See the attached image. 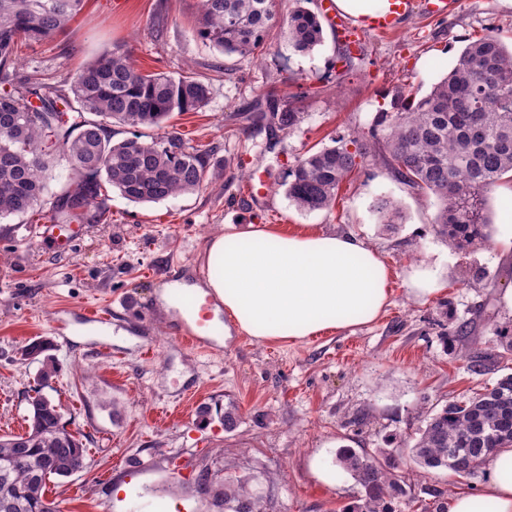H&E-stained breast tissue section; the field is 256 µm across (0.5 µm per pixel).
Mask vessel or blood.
<instances>
[{
    "label": "vessel or blood",
    "instance_id": "vessel-or-blood-1",
    "mask_svg": "<svg viewBox=\"0 0 512 512\" xmlns=\"http://www.w3.org/2000/svg\"><path fill=\"white\" fill-rule=\"evenodd\" d=\"M458 0H387L384 9L368 16L361 23H353L338 9L336 0H320V8L328 21L334 24L336 34L342 47L352 54H359L368 35L386 33L394 30L399 21L415 10H423L434 17H444L457 5ZM186 307L196 310L197 321L195 329L185 330L184 335L190 344L199 349H210L212 341L209 332L211 324V304L200 301L195 296H185Z\"/></svg>",
    "mask_w": 512,
    "mask_h": 512
}]
</instances>
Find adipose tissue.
I'll return each instance as SVG.
<instances>
[{"label": "adipose tissue", "instance_id": "obj_1", "mask_svg": "<svg viewBox=\"0 0 512 512\" xmlns=\"http://www.w3.org/2000/svg\"><path fill=\"white\" fill-rule=\"evenodd\" d=\"M207 284L238 331L300 342L376 318L390 269L354 234H296L268 224L226 225L207 245ZM446 512H512V448L498 450L486 482L449 496Z\"/></svg>", "mask_w": 512, "mask_h": 512}]
</instances>
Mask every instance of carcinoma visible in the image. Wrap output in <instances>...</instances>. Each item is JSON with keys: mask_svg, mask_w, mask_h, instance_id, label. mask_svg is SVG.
I'll use <instances>...</instances> for the list:
<instances>
[{"mask_svg": "<svg viewBox=\"0 0 512 512\" xmlns=\"http://www.w3.org/2000/svg\"><path fill=\"white\" fill-rule=\"evenodd\" d=\"M85 0H0V219L40 214L50 206L63 224L106 221L107 187L132 203H156L198 193L208 185L210 152L170 132L146 141L140 127L162 128L174 113L197 112L209 85L191 72L179 77L145 74L129 53L115 48L77 71L70 93L35 75L17 82L9 70L22 63V47L65 31ZM280 24L275 0H201L196 32L224 56L255 58ZM288 44L308 52L323 41L319 15L299 5L285 18ZM71 113L65 124L58 113ZM253 133L291 130L300 113L267 95L242 113ZM134 129L112 141L109 128ZM62 156L73 174L59 193L49 192L47 171ZM378 161L415 194L438 202L436 234L457 249L484 243L491 221L487 194L512 173V48L487 30L459 54L432 90L403 92L393 111L380 112L369 136L338 132L332 145L296 160L285 181L301 210L328 209L348 178ZM384 224L400 210L376 200ZM28 430L0 436V512H58L45 495L50 477L84 467L82 438L67 429L57 405L38 393L29 400ZM512 447V374L482 393L449 403L429 418L408 455L420 469L450 477L478 473L501 448ZM336 465L364 492L345 512H397L408 497L406 481L390 471L386 451L371 456L351 448L336 452ZM220 512H262L261 496L244 483H224L214 494Z\"/></svg>", "mask_w": 512, "mask_h": 512, "instance_id": "obj_1", "label": "carcinoma"}]
</instances>
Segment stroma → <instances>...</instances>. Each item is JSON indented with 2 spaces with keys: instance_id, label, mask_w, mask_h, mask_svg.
Masks as SVG:
<instances>
[{
  "instance_id": "35a3bbf8",
  "label": "stroma",
  "mask_w": 512,
  "mask_h": 512,
  "mask_svg": "<svg viewBox=\"0 0 512 512\" xmlns=\"http://www.w3.org/2000/svg\"><path fill=\"white\" fill-rule=\"evenodd\" d=\"M200 0H87L62 34L24 49L17 76L38 73L61 85L84 64L119 47L138 69L208 82L207 105L174 116L169 131L211 151L209 185L200 193L136 204L110 190L109 217L85 224L68 254L40 243L51 213L0 219V434L28 428L34 387L58 405L68 430L87 436L84 467L51 478L46 496L59 512H216L198 476L213 486L247 480L264 512H342L361 490L344 471L326 485L310 464H333L338 448L392 449L391 466L414 491L477 489L485 472L451 480L422 475L401 450L431 415L462 394L512 373V351L496 335L512 327L502 296L512 290V244L487 241L459 250L433 227V200L412 193L378 162L351 177L330 209L303 211L284 182L298 157L329 145L339 131L368 134L398 88L429 93L463 48L487 29L512 43V7L503 0H461L456 13L419 12L394 32L367 36L361 59L341 75L331 24L323 41L299 53L284 31L243 61L202 42L195 31ZM273 94L301 114L290 131L246 135L239 119L259 96ZM264 172L263 198L249 195ZM394 200L398 224L381 223L376 198ZM228 224H280L295 232L361 237L391 268L390 303L367 324L323 332L301 343H267L230 330L219 314L214 345L186 347L176 330L183 314L165 308L163 284H201L206 246ZM436 274L444 290L421 295L413 279ZM122 308L111 326L84 324V304ZM467 324L476 348L499 364L469 369L447 332ZM50 341L46 361L21 358L24 346ZM150 355H143V345ZM53 373L38 383L42 365ZM165 406V419L155 408ZM238 423L224 428V412Z\"/></svg>"
}]
</instances>
